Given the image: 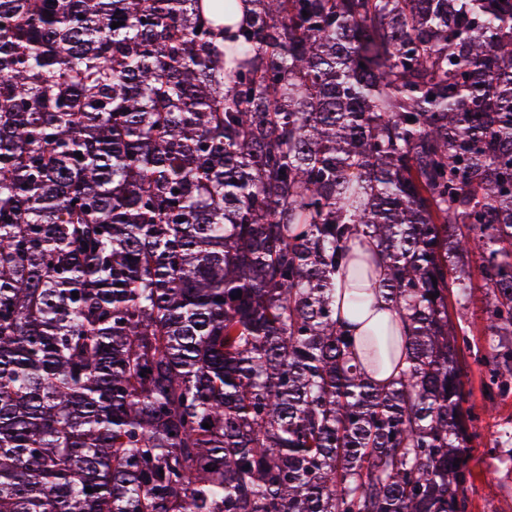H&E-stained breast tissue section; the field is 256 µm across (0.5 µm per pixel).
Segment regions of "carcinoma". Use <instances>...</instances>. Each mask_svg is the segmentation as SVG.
<instances>
[{
    "label": "carcinoma",
    "mask_w": 512,
    "mask_h": 512,
    "mask_svg": "<svg viewBox=\"0 0 512 512\" xmlns=\"http://www.w3.org/2000/svg\"><path fill=\"white\" fill-rule=\"evenodd\" d=\"M510 390L512 0H0V512H467ZM348 280H349L348 273L345 272L344 268H341L336 274V288H338L337 292H336V312H337V317L340 318V321L344 322L343 323L344 329L347 331L349 336H354V338L357 339L359 336H363V332L366 330V328L370 324H372L378 320L390 321L393 319V317H397L396 327L399 330L401 325H400L398 316L395 312H391V310H385V309L384 310H372V311L368 310L363 315V317L360 319H354V318L350 317L346 313L344 305L342 304V299L346 298L348 295L347 292H345V295H342V299L340 302V294L342 291L340 288H344L343 293H344V291L348 290L349 289ZM365 320L367 322L362 323ZM486 304V290L482 287V282L478 277L474 278V289L469 301L466 303L463 312L464 321L461 323L469 332L467 336L471 344V351L463 346L462 368L464 372V381L466 391L470 390L469 403L480 404L483 399L481 389V380L485 375V367L480 365L474 354L476 353L475 344L482 350L485 345L486 336L481 331L483 310ZM473 334V336H472Z\"/></svg>",
    "instance_id": "cac0c4a2"
}]
</instances>
